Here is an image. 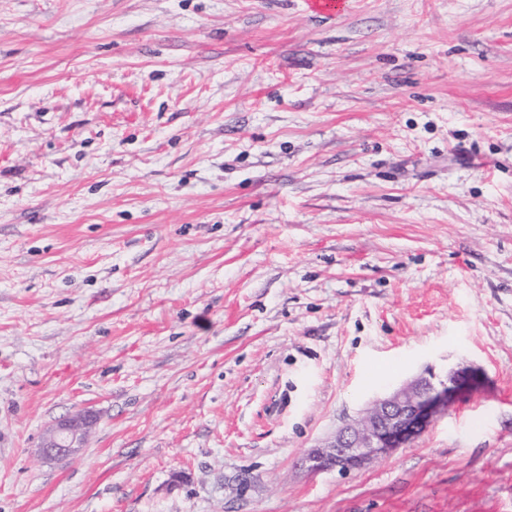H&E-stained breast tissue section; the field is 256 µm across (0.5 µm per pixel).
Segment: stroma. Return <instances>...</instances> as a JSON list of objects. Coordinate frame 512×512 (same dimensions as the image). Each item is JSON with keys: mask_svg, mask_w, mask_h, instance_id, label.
<instances>
[{"mask_svg": "<svg viewBox=\"0 0 512 512\" xmlns=\"http://www.w3.org/2000/svg\"><path fill=\"white\" fill-rule=\"evenodd\" d=\"M0 512H512V0H0ZM478 383L468 368L450 369L444 377L429 372L374 399L363 412L302 459L312 473L351 471L407 447L439 416ZM94 421L89 411L59 420L43 438L41 454L50 460L76 456L86 446Z\"/></svg>", "mask_w": 512, "mask_h": 512, "instance_id": "obj_1", "label": "stroma"}]
</instances>
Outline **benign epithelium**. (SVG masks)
Here are the masks:
<instances>
[{"label":"benign epithelium","mask_w":512,"mask_h":512,"mask_svg":"<svg viewBox=\"0 0 512 512\" xmlns=\"http://www.w3.org/2000/svg\"><path fill=\"white\" fill-rule=\"evenodd\" d=\"M478 383L468 368L451 369L443 377L430 372L374 399L320 447L302 459L312 473L351 471L407 447L439 416ZM94 415L87 411L59 420L43 438L41 454L64 460L79 454L90 436Z\"/></svg>","instance_id":"7a95c632"}]
</instances>
